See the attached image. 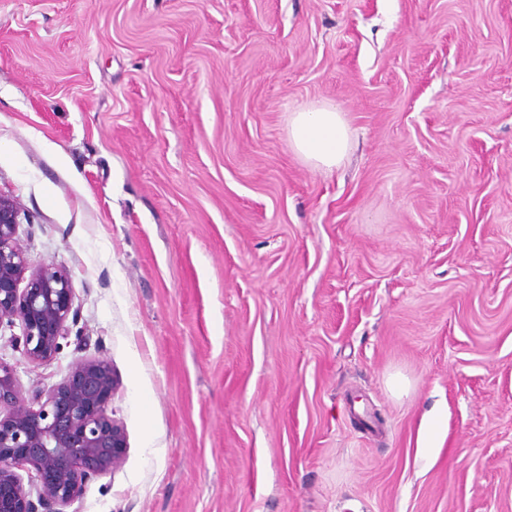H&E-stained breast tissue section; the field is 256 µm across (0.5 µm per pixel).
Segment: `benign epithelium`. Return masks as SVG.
Instances as JSON below:
<instances>
[{"instance_id":"1","label":"benign epithelium","mask_w":512,"mask_h":512,"mask_svg":"<svg viewBox=\"0 0 512 512\" xmlns=\"http://www.w3.org/2000/svg\"><path fill=\"white\" fill-rule=\"evenodd\" d=\"M20 211L0 194V329L33 364L52 360L78 319L69 275L29 267ZM116 381L103 358H82L51 388L24 393L0 361V512H66L88 484L121 467L124 425L109 412Z\"/></svg>"}]
</instances>
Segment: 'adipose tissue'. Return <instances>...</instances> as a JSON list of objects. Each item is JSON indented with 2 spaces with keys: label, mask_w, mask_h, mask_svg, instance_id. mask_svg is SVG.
<instances>
[{
  "label": "adipose tissue",
  "mask_w": 512,
  "mask_h": 512,
  "mask_svg": "<svg viewBox=\"0 0 512 512\" xmlns=\"http://www.w3.org/2000/svg\"><path fill=\"white\" fill-rule=\"evenodd\" d=\"M351 138L344 113L335 104H304L289 114L288 143L311 169L339 166L349 151Z\"/></svg>",
  "instance_id": "1"
}]
</instances>
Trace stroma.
Returning <instances> with one entry per match:
<instances>
[{"label":"stroma","instance_id":"obj_1","mask_svg":"<svg viewBox=\"0 0 512 512\" xmlns=\"http://www.w3.org/2000/svg\"><path fill=\"white\" fill-rule=\"evenodd\" d=\"M0 194L88 338L0 361L117 379L69 512H512V0H0ZM351 138L344 113L335 104L309 103L289 113V146L313 170L339 166L349 151Z\"/></svg>","mask_w":512,"mask_h":512}]
</instances>
